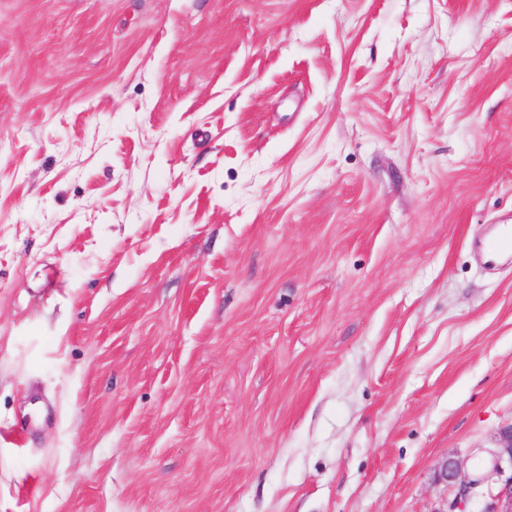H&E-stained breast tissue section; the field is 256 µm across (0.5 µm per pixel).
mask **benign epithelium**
I'll use <instances>...</instances> for the list:
<instances>
[{
	"label": "benign epithelium",
	"mask_w": 512,
	"mask_h": 512,
	"mask_svg": "<svg viewBox=\"0 0 512 512\" xmlns=\"http://www.w3.org/2000/svg\"><path fill=\"white\" fill-rule=\"evenodd\" d=\"M466 467L456 456L438 462L437 478L450 496L436 512H512V424L498 431L491 465L481 477Z\"/></svg>",
	"instance_id": "benign-epithelium-1"
}]
</instances>
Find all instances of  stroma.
I'll use <instances>...</instances> for the list:
<instances>
[{
    "label": "stroma",
    "mask_w": 512,
    "mask_h": 512,
    "mask_svg": "<svg viewBox=\"0 0 512 512\" xmlns=\"http://www.w3.org/2000/svg\"><path fill=\"white\" fill-rule=\"evenodd\" d=\"M501 224L512 0H0V512H437Z\"/></svg>",
    "instance_id": "1"
}]
</instances>
